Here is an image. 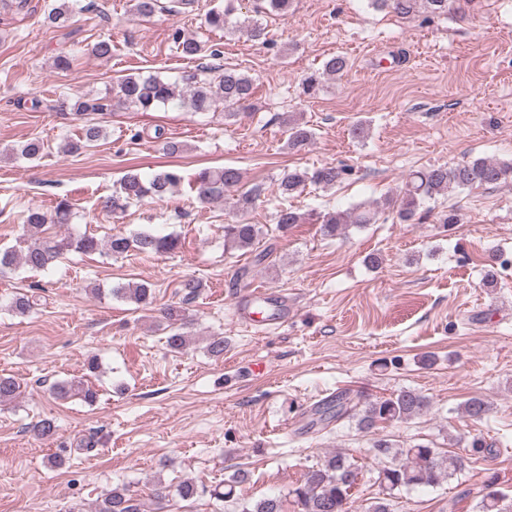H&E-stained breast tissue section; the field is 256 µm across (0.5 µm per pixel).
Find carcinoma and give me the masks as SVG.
<instances>
[{
	"label": "carcinoma",
	"mask_w": 512,
	"mask_h": 512,
	"mask_svg": "<svg viewBox=\"0 0 512 512\" xmlns=\"http://www.w3.org/2000/svg\"><path fill=\"white\" fill-rule=\"evenodd\" d=\"M237 0H224V6L210 9L204 17V24L211 30H223L231 16L235 14ZM376 9L390 10L400 17H410L423 9L430 17L448 14L449 0H370ZM75 0H57L48 10L46 21L56 27H66L73 17ZM291 7V0H258L257 11L276 16H284ZM172 40L181 57L195 60L205 52V45L196 38L176 29ZM349 69L348 60L340 55L328 58L323 65L322 75H342ZM184 87L176 82L158 76H123L117 84L119 99L144 112L176 104L190 112H209L222 103L230 109L250 104L254 97L252 77L235 69L222 68L207 82L196 80L194 75L182 77ZM112 107L105 97H78L72 104L76 116H86L96 112H106ZM287 127L286 146L299 150L307 146L314 137L309 125L290 115L285 121ZM102 136V128L91 121L83 127L82 139L69 141L62 147V153L72 154L82 147L94 143ZM44 144L37 138L23 143L16 152L30 160L39 158ZM352 169L346 165H323L316 168H295L283 173L279 188L285 195L301 193L306 186L332 188L347 179ZM182 176L175 168H162L148 176L133 170L126 173L120 182L119 190L102 201V207L109 213H122L129 206L147 197L163 199L173 193ZM243 173L232 166L204 168L195 178L197 197L200 203L208 204L224 198V193L239 189ZM512 182V159L492 160L475 157L454 166H429L411 172L395 200L397 218L402 224L416 220L420 209L431 199L449 196L457 191L473 187L500 185ZM263 189L255 185L240 193L236 200V214L230 223L224 225L225 244L240 250H252L260 243L262 230L257 224L246 219L259 201ZM380 212L379 202L360 203L347 210L332 209L321 215L320 232L325 237H335L351 226L364 227L374 224ZM72 219L71 206L60 201L54 210L48 212L31 208L25 215L27 228L24 246L19 249L0 250V277L14 272L19 267L32 271L48 268L64 252L73 250L81 254H95L107 250L113 256H121L131 250L142 254L168 253L177 249L179 240L172 235H160L149 229H142L129 236L114 235L103 242L94 236L82 234L68 238L46 235L45 227L54 224H69ZM275 224L278 231L288 232L296 224L304 221V215L290 207L277 210ZM202 284L190 277L180 284L181 298L166 312L170 334L168 347L181 352L189 346V337L182 332L178 322L183 320L184 306L190 304L200 293ZM112 294L127 299L136 305L151 303L152 291L142 283H128L112 289ZM36 305L35 297L28 293L15 295L8 310L18 316L29 314ZM20 392L19 381L12 376H0V405L6 406L15 401ZM57 399H67L79 395L92 405L97 401V390L81 380L59 381L51 387ZM429 401L412 389H402L384 398L370 399L361 395H351L340 391L330 396L308 411L309 428H326L332 423L344 420L355 424L363 433H371L381 423L397 422L415 417L427 411ZM491 405L481 398L467 402L463 411L475 419L489 414ZM57 431L51 419H41L30 426V432L37 438L48 440ZM372 448L382 456L395 459L391 465L378 471L377 481L385 490L386 496L372 502L365 512H394L393 498L403 490L416 487H437L463 469V459L450 451H441L424 444L397 448L385 438L373 441ZM361 468L354 459L342 452L328 455L323 462L309 468L301 484L290 491L299 512H349L352 489L355 487ZM248 478L242 468L235 470L224 481V491L213 490L217 499L226 502L234 500L235 488ZM506 495L494 484L486 486L480 508L482 512H512V505L505 504ZM96 512H141L139 503L126 488H113L108 491L95 507ZM242 512H283V500L279 496H269L256 501Z\"/></svg>",
	"instance_id": "carcinoma-1"
}]
</instances>
